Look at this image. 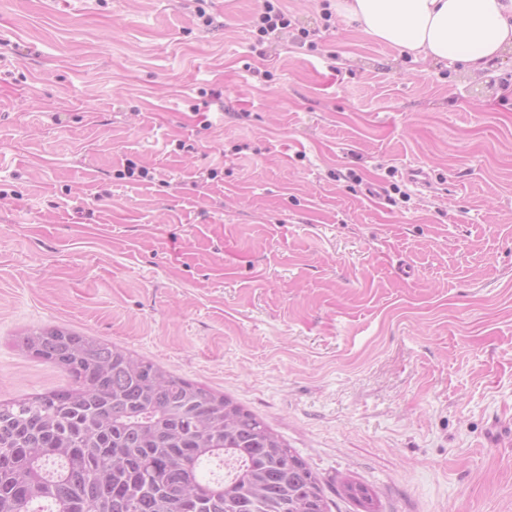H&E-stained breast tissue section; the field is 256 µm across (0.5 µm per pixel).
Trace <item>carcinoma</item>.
<instances>
[{
  "instance_id": "obj_1",
  "label": "carcinoma",
  "mask_w": 512,
  "mask_h": 512,
  "mask_svg": "<svg viewBox=\"0 0 512 512\" xmlns=\"http://www.w3.org/2000/svg\"><path fill=\"white\" fill-rule=\"evenodd\" d=\"M17 345L69 383L0 403V512H330L308 463L233 400L79 332ZM336 495L380 512L361 483Z\"/></svg>"
}]
</instances>
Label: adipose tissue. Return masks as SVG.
<instances>
[{
    "label": "adipose tissue",
    "instance_id": "ef3b65f1",
    "mask_svg": "<svg viewBox=\"0 0 512 512\" xmlns=\"http://www.w3.org/2000/svg\"><path fill=\"white\" fill-rule=\"evenodd\" d=\"M330 9L373 41L471 73L512 50V0H331Z\"/></svg>",
    "mask_w": 512,
    "mask_h": 512
}]
</instances>
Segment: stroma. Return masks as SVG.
Listing matches in <instances>:
<instances>
[{
	"mask_svg": "<svg viewBox=\"0 0 512 512\" xmlns=\"http://www.w3.org/2000/svg\"><path fill=\"white\" fill-rule=\"evenodd\" d=\"M261 5L0 0V401L67 384L16 346L65 328L381 512H512V53L416 62L324 0L260 44ZM335 492L339 498L354 502L362 512H380V504L375 494L361 483L344 480Z\"/></svg>",
	"mask_w": 512,
	"mask_h": 512,
	"instance_id": "stroma-1",
	"label": "stroma"
}]
</instances>
